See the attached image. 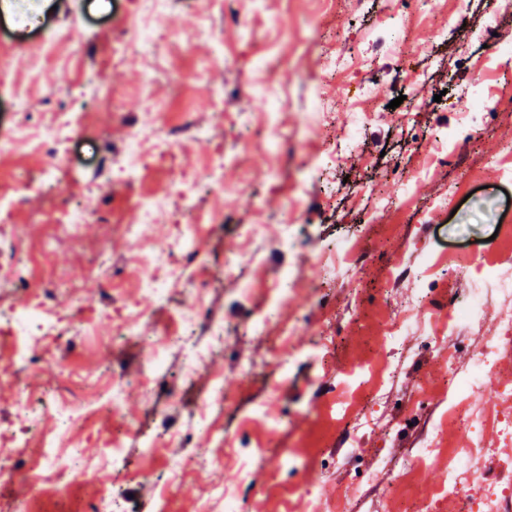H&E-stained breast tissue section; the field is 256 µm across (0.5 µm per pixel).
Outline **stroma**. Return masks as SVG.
<instances>
[{"mask_svg":"<svg viewBox=\"0 0 512 512\" xmlns=\"http://www.w3.org/2000/svg\"><path fill=\"white\" fill-rule=\"evenodd\" d=\"M143 0H30L38 25L18 21L19 0H0V44L21 56L17 79L0 76V188L17 203L0 217V302L15 300L8 283L10 267L24 260L40 272V291L54 311L66 312L75 298L92 303L100 317L92 329L69 336L51 361L32 369L12 364L0 377V428H7L21 402L20 389L50 388L63 399L80 402L91 395L106 372L123 381L118 407L95 405L86 421L65 434L78 445L88 470L86 479L60 487L38 486L18 502L19 512H86L92 486L116 492L124 512H151L162 486L172 489V512H224L216 487L235 494L242 512H408L413 489L394 488L395 472L419 458L428 440L458 449L461 436L449 434L446 407L435 391L448 385L449 367L472 365L488 335L497 328L504 300L494 291L485 297L484 325L448 337L440 345L412 335L394 376L374 404L375 419L359 428L329 417L320 405L356 390L361 366L374 355V339L387 314L408 309L423 296L425 320L447 321L453 303L463 300L472 282L458 266L455 252L469 253L473 263L496 255L512 256V62L476 64L485 55L476 37L484 28L486 0H470L464 16L454 15L451 0H427L424 18L408 28L405 52L382 50L387 31L380 17L387 0H263L253 13L251 0H178L159 22L166 48L145 59L129 39L128 22ZM214 30L224 42L223 63H213ZM58 33L47 54L29 47ZM366 51L373 62L365 74L346 67ZM266 56L273 87L285 101L277 116L287 147L267 135L264 96L254 88V57ZM343 64L330 91L359 100L362 83L370 85L374 118L358 149L339 154L325 182L304 183L303 175L321 144L306 125L318 87L320 59ZM483 75L486 103L479 130L460 136L448 152L431 141L435 128L459 126L462 93ZM122 93L119 109L101 108L86 129L59 150L64 165L53 195L15 187L17 173L39 177L44 165L33 142L18 134L21 126L49 123L70 96L88 82ZM168 104L162 120L182 119L192 103L208 143L182 140L172 160L148 157L135 189L100 172L105 158L118 157L129 126L143 110L139 90ZM224 91V123L211 118V89ZM26 108H12L16 96ZM399 107H392V100ZM428 110L419 112V101ZM227 156L224 194L200 196V209H218L223 219L202 225L197 264L186 269L158 304L137 288V265L174 233L170 219L152 225L133 239L125 225L138 223L135 196H150L170 170L203 176L208 147ZM406 169L424 165L428 174L404 188L386 178L394 161ZM91 180L84 203L94 217L87 224H56L51 215L72 193L76 182ZM401 210L381 219L380 199ZM431 222H422L427 207ZM256 223L258 237L243 226ZM293 232L295 248L282 247ZM352 234L363 238V258L350 276L322 286L317 272L330 262V250ZM434 265L427 286L412 269L422 256ZM110 264L103 275L94 268ZM232 268L205 281L204 300L224 322V348L211 354L192 378L182 376L181 353L168 351L167 379L147 378L158 347L153 338L176 329L188 305L191 284L205 269ZM298 271L287 300L270 311L265 335L249 326L265 306L284 270ZM140 314L141 333L120 336L109 319L111 309ZM287 324V335L277 333ZM224 385L229 401L208 421L209 433L189 441L173 439L167 447L147 451L136 436L163 428L177 431L191 417L199 395L211 384ZM125 439V465L114 470L104 442ZM318 476L313 496H302L308 476ZM355 488L352 500L337 503L336 485Z\"/></svg>","mask_w":512,"mask_h":512,"instance_id":"stroma-1","label":"stroma"}]
</instances>
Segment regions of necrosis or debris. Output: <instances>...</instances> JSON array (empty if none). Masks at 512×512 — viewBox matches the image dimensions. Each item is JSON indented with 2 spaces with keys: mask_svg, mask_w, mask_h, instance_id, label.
<instances>
[{
  "mask_svg": "<svg viewBox=\"0 0 512 512\" xmlns=\"http://www.w3.org/2000/svg\"><path fill=\"white\" fill-rule=\"evenodd\" d=\"M172 5L173 0H150L148 9L133 19L130 38L145 57L158 54V20ZM116 103L117 98L112 92L101 90L94 84L88 85L72 98L68 108L55 113L51 123L34 131L36 149L45 156L46 164L41 178L35 182L23 181V188L37 193L54 189L59 169V146L71 140L79 128L85 127L90 112ZM164 110L162 104H151L142 124L132 131L125 143L115 170L126 181L135 180L146 156L170 157L173 141L178 135L204 139V131L197 129L188 116L178 126L166 129L158 126L157 116ZM327 112H346L352 117L342 135H334L325 126L320 129L324 152L332 160L337 150L348 151L359 145L361 133L372 120L373 113L343 98L318 95L313 105V119H320ZM223 169L224 156L219 153L211 157L205 179L189 180L180 174H172L161 191L142 202L139 223L126 226V234L139 237L167 215L175 217L176 233L161 244L153 255L140 262L139 286L157 301H166L181 269L197 261V230L200 225L213 222L215 216L201 211L195 201L203 191L212 195L223 194ZM470 275L476 287L465 300L453 304L447 326L417 325L404 312L386 318L376 338L377 357L368 374L373 392L383 391L391 382L395 357L403 349L407 336L419 333L439 343L445 336H454L462 330L481 326L484 315L483 286L496 288L502 296L512 298V279L501 275L499 263L475 266ZM9 284L19 292L20 297L16 303L0 306V340L21 348V360L29 366L36 367L50 360L52 348L60 345L65 336L74 330L90 327L96 319L94 306L82 299L75 301L68 314H51L44 298L33 288L30 269L14 268ZM499 321L505 327L504 332L488 337L478 360L467 370L450 373L449 410L453 419L463 420L468 440L466 448L449 457L440 476V489L447 494L449 503L454 505L471 490L470 475L476 469L471 461L472 454L477 452L491 456L496 449L512 447V425L502 428L496 447H488L484 441L486 415L473 410L468 403L469 395L478 388L483 378L496 372L509 383L503 402L512 410V369L502 366L505 356L512 353V305L502 306ZM82 418L80 406L66 400L53 398L40 407L24 402L15 416L9 449L0 448V480L16 484L18 493L25 494L43 481L65 486L85 476L86 471L77 452L62 445L59 436L48 434L41 428L43 420L52 419L67 430Z\"/></svg>",
  "mask_w": 512,
  "mask_h": 512,
  "instance_id": "1",
  "label": "necrosis or debris"
}]
</instances>
